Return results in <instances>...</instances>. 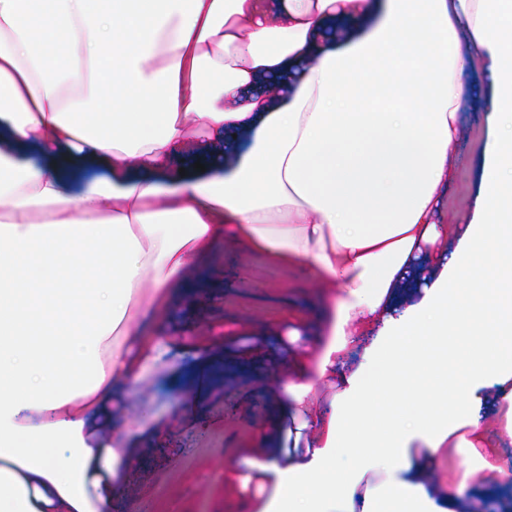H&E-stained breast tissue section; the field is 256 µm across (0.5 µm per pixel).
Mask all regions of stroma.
Masks as SVG:
<instances>
[{"instance_id":"obj_1","label":"stroma","mask_w":512,"mask_h":512,"mask_svg":"<svg viewBox=\"0 0 512 512\" xmlns=\"http://www.w3.org/2000/svg\"><path fill=\"white\" fill-rule=\"evenodd\" d=\"M475 107L462 116L451 163L456 171L443 202L446 223L467 222L478 191L487 123L486 90L475 84ZM308 275L269 264L221 244L213 261L196 264L190 285L175 290L164 313L151 318L171 352L157 371L123 392L121 424L134 454L118 512H226L254 497L256 484L241 486L236 472L250 456L246 439L281 395L293 358L315 351L318 291ZM289 324L296 336L256 330ZM225 357L219 369L195 365L199 337ZM154 418L155 435L137 432L138 419Z\"/></svg>"}]
</instances>
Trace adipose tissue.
<instances>
[{
  "label": "adipose tissue",
  "mask_w": 512,
  "mask_h": 512,
  "mask_svg": "<svg viewBox=\"0 0 512 512\" xmlns=\"http://www.w3.org/2000/svg\"><path fill=\"white\" fill-rule=\"evenodd\" d=\"M476 52L494 138L452 249L439 217ZM178 152L201 170L168 176ZM507 180L512 0H0V512H113L133 461L116 393L169 353L142 317L224 240L309 267L327 323L250 437L242 480L271 491L239 512H457L474 478L512 487ZM404 379L414 398L379 413ZM446 446L474 466L436 492Z\"/></svg>",
  "instance_id": "ef3b65f1"
}]
</instances>
